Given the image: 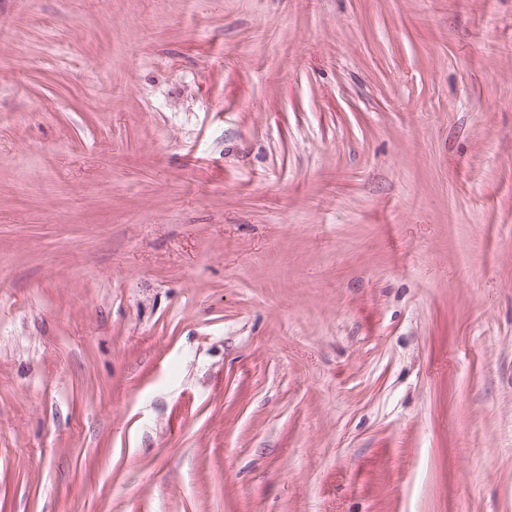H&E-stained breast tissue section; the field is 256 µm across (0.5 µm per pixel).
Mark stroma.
<instances>
[{"instance_id":"1","label":"stroma","mask_w":512,"mask_h":512,"mask_svg":"<svg viewBox=\"0 0 512 512\" xmlns=\"http://www.w3.org/2000/svg\"><path fill=\"white\" fill-rule=\"evenodd\" d=\"M0 512H512V0H0Z\"/></svg>"}]
</instances>
